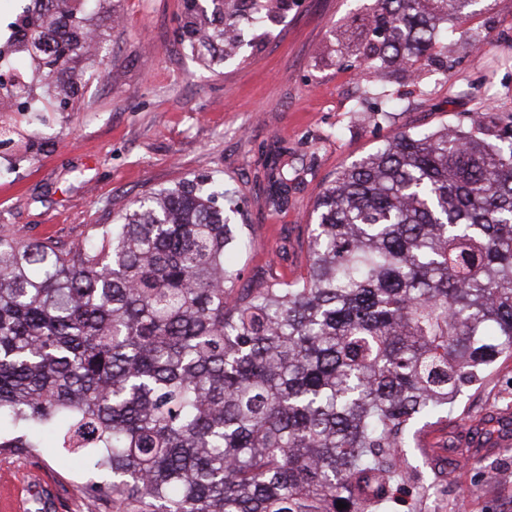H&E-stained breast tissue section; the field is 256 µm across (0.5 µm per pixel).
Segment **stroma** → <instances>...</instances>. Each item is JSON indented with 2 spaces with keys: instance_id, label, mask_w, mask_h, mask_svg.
<instances>
[{
  "instance_id": "35a3bbf8",
  "label": "stroma",
  "mask_w": 512,
  "mask_h": 512,
  "mask_svg": "<svg viewBox=\"0 0 512 512\" xmlns=\"http://www.w3.org/2000/svg\"><path fill=\"white\" fill-rule=\"evenodd\" d=\"M369 0H288L259 30L247 29L242 62L226 63L186 44L199 24L219 34L244 17L212 0H108L94 21L103 43L95 66L77 64V98L21 145L0 148V231L65 245L95 224H112L137 198L189 179L223 182L238 207L234 224L252 240L243 280L303 273L316 196L346 166L394 132L433 131L479 119L499 134L512 117V0H480L464 25L449 23L435 64L399 69L381 98L349 67L338 36L364 38ZM280 154L291 173L288 203L269 206L266 160ZM512 432V356L479 385L464 387L445 418L429 419L432 452L409 460L407 489L427 512L423 480L442 492L445 512H512V450L472 447L471 426ZM0 491L24 512H112L97 493L107 471L46 437L39 448H0ZM44 482L26 488L21 472Z\"/></svg>"
}]
</instances>
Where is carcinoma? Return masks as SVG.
I'll return each instance as SVG.
<instances>
[{"mask_svg":"<svg viewBox=\"0 0 512 512\" xmlns=\"http://www.w3.org/2000/svg\"><path fill=\"white\" fill-rule=\"evenodd\" d=\"M23 58L68 15L28 0ZM479 0H370L338 40L384 93ZM85 52L75 26L55 53ZM25 139L0 127V145ZM397 131L315 204L306 271L238 286L249 240L188 181L78 243L0 232V448L54 432L112 475L116 512H374L414 425L512 355V128ZM269 203H284L288 167ZM347 507L337 508V501Z\"/></svg>","mask_w":512,"mask_h":512,"instance_id":"1","label":"carcinoma"}]
</instances>
